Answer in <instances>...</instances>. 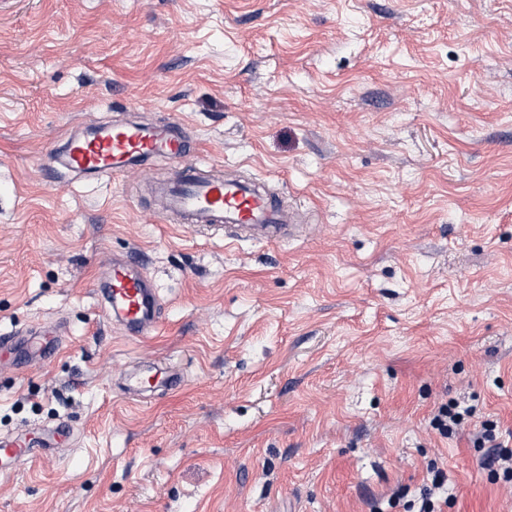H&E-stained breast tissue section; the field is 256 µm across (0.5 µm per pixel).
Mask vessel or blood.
<instances>
[{
    "label": "vessel or blood",
    "mask_w": 512,
    "mask_h": 512,
    "mask_svg": "<svg viewBox=\"0 0 512 512\" xmlns=\"http://www.w3.org/2000/svg\"><path fill=\"white\" fill-rule=\"evenodd\" d=\"M188 149L184 137L168 124H103L70 137L64 146L67 165L77 171L109 176L141 162L164 157L181 160ZM167 214L176 220L226 226L225 242L238 241L242 228H257L279 241L291 234L292 218L271 193L252 185L184 168L179 180L163 190ZM110 309L134 336H147L160 325L152 286L130 264L113 263L104 284ZM41 444L25 439L0 442V454L22 463L40 457Z\"/></svg>",
    "instance_id": "b4317fda"
}]
</instances>
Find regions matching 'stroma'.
Instances as JSON below:
<instances>
[{"label": "stroma", "mask_w": 512, "mask_h": 512, "mask_svg": "<svg viewBox=\"0 0 512 512\" xmlns=\"http://www.w3.org/2000/svg\"><path fill=\"white\" fill-rule=\"evenodd\" d=\"M175 123L187 166L300 214L280 242L172 221L174 164L96 180L64 141ZM138 255L162 324L102 312ZM0 512H368L429 461L448 512L512 483L433 410L512 433V0H0ZM157 364L179 389L129 391ZM475 415L476 409L473 405L453 398L435 408L430 424L442 437L449 438L470 426ZM43 448H50V444L29 443L23 438L1 440L0 455L3 454L19 465L22 462L40 457Z\"/></svg>", "instance_id": "stroma-1"}]
</instances>
